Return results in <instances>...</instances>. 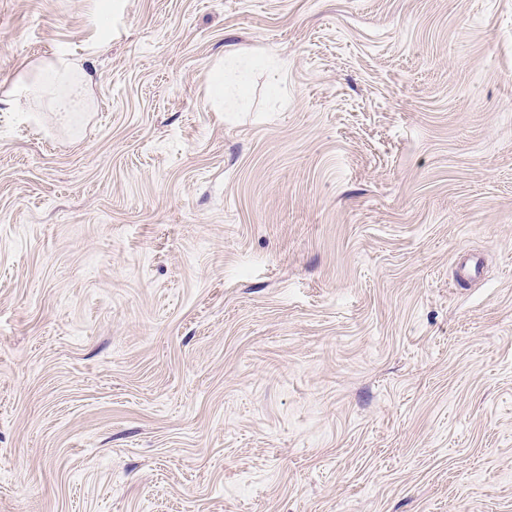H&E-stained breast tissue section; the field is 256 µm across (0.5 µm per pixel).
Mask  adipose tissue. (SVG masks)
<instances>
[{
	"instance_id": "ef3b65f1",
	"label": "adipose tissue",
	"mask_w": 512,
	"mask_h": 512,
	"mask_svg": "<svg viewBox=\"0 0 512 512\" xmlns=\"http://www.w3.org/2000/svg\"><path fill=\"white\" fill-rule=\"evenodd\" d=\"M267 64V58L262 55L229 54L223 65L213 68L208 76L207 92L210 102L219 109L238 108L251 96L250 73L266 67ZM37 70L38 78H20L12 93L0 99V104L14 112H25L32 100L51 95L55 98L56 111L60 112L67 108V89L89 83V76L83 66L63 56L41 63Z\"/></svg>"
}]
</instances>
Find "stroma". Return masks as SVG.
<instances>
[{
	"label": "stroma",
	"instance_id": "1",
	"mask_svg": "<svg viewBox=\"0 0 512 512\" xmlns=\"http://www.w3.org/2000/svg\"><path fill=\"white\" fill-rule=\"evenodd\" d=\"M58 55L81 111H0V512H512V0H0V98ZM268 63V59L262 55L230 53L224 59V66L213 68L208 76L210 102L219 109H224V104H227L230 110L247 102L251 96L250 73L254 69L266 67Z\"/></svg>",
	"mask_w": 512,
	"mask_h": 512
}]
</instances>
